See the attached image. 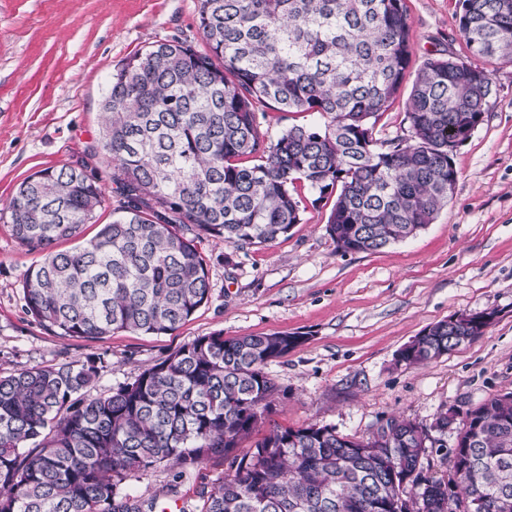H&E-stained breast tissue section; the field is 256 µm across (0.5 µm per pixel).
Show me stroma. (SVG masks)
<instances>
[{
  "mask_svg": "<svg viewBox=\"0 0 512 512\" xmlns=\"http://www.w3.org/2000/svg\"><path fill=\"white\" fill-rule=\"evenodd\" d=\"M200 0H0V375L95 360L92 394L129 383L199 336L299 332L305 337L267 371L285 394L242 439L243 456L273 430L320 422L366 437L392 418L428 428L438 442L424 472L448 471L453 433L435 429L449 407L512 391V62L492 60L494 94L483 121L453 156L458 180L448 205L414 238L373 253H343L325 230L333 198L300 190L303 221L276 241L232 246L204 236L210 297L168 335L118 331L101 340L64 338L23 309L22 275L38 264L12 233L4 206L37 170L88 163L105 203L92 237L118 197L109 167L89 155L101 134L108 80L125 58L178 39L204 49ZM411 69L448 50L478 64L458 29V0H406ZM495 312L483 336L431 363L406 366L398 351L427 326L464 312ZM228 469L162 466L127 479L125 492L155 499L158 512L194 508L202 488Z\"/></svg>",
  "mask_w": 512,
  "mask_h": 512,
  "instance_id": "35a3bbf8",
  "label": "stroma"
}]
</instances>
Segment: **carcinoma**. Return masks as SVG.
<instances>
[{
	"mask_svg": "<svg viewBox=\"0 0 512 512\" xmlns=\"http://www.w3.org/2000/svg\"><path fill=\"white\" fill-rule=\"evenodd\" d=\"M472 54L512 60V0H459ZM199 51L157 41L112 74L100 154L112 165L117 216L90 239L100 179L63 165L27 177L6 210L15 239L46 251L22 277L24 310L61 336L173 333L208 302L195 239L268 244L301 223L303 184L337 193L326 231L336 249L376 252L417 235L448 204L455 146L488 111L491 73L454 57L424 61L406 102L408 137L380 141L378 118L410 65L405 0H200ZM321 125L275 134L267 111ZM63 240L76 245L54 252ZM476 337L440 321L400 352L407 366ZM299 333L199 336L107 394L87 392L95 361L0 376V512H153L122 484L163 464L213 457L229 473L200 512H512V392L434 427H452L456 477H427L425 428L392 418L349 438L328 424L273 430L234 455L280 387L266 371Z\"/></svg>",
	"mask_w": 512,
	"mask_h": 512,
	"instance_id": "cac0c4a2",
	"label": "carcinoma"
}]
</instances>
